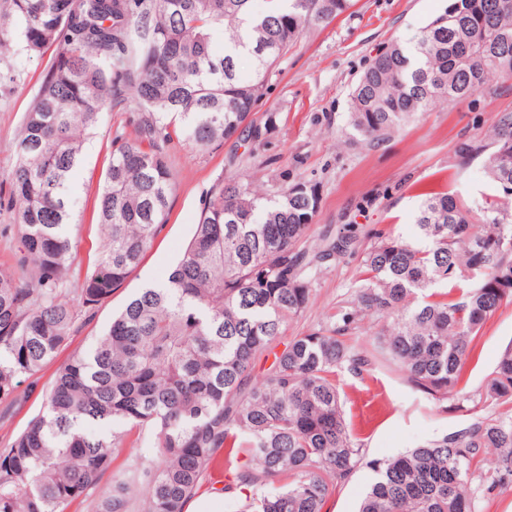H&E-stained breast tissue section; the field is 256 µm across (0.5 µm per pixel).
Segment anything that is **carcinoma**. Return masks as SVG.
<instances>
[{
  "label": "carcinoma",
  "instance_id": "1",
  "mask_svg": "<svg viewBox=\"0 0 512 512\" xmlns=\"http://www.w3.org/2000/svg\"><path fill=\"white\" fill-rule=\"evenodd\" d=\"M13 0L0 32L15 29L29 54H55L25 113L7 204L19 255L0 270V419L23 397L22 378L51 362L75 330L64 299L75 260L68 184L105 107L134 103L135 137L118 146L98 197L103 240L78 288L88 315L127 280L166 222L173 140L202 148L234 137L257 145L269 115L251 119L269 73L299 36L351 0ZM409 42L393 40L351 93L350 127L365 143L388 139L440 101L465 100L512 66V8L501 0H449ZM224 36V54L210 51ZM251 59L249 71L240 69ZM489 152L498 197L512 198V112L492 141L462 142L457 166ZM318 188L298 182L259 195L237 176L214 182L183 257L164 285L140 288L112 315L95 347L59 366L45 411L0 447V512H185L206 474L243 464L252 488L240 512H323L360 462L336 372L360 374L371 354L349 345L364 318L366 343L438 405L460 393L482 330L512 303V208L466 207L427 197L414 239L384 230L362 253L364 278L335 321L277 341L313 299L323 263L354 250L344 233L314 254ZM469 278L460 297L448 284ZM273 361L262 379L256 358ZM479 399L506 412L370 463L376 479L358 512H474L472 466L496 452L512 475V345ZM154 439L151 461L112 463L136 433Z\"/></svg>",
  "mask_w": 512,
  "mask_h": 512
}]
</instances>
